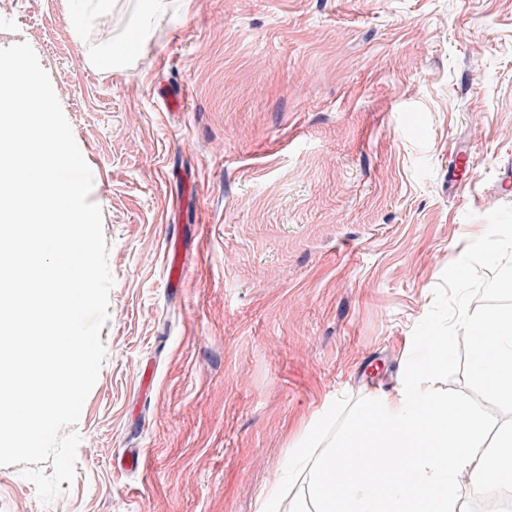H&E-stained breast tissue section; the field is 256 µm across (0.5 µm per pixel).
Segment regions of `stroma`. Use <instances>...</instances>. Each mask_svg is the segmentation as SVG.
Returning a JSON list of instances; mask_svg holds the SVG:
<instances>
[{"label":"stroma","mask_w":512,"mask_h":512,"mask_svg":"<svg viewBox=\"0 0 512 512\" xmlns=\"http://www.w3.org/2000/svg\"><path fill=\"white\" fill-rule=\"evenodd\" d=\"M75 2L0 0V47L32 46L92 171L105 360L72 483L45 505L0 466V512H258L512 205V0H177L120 73L90 55L129 14L77 39Z\"/></svg>","instance_id":"stroma-1"}]
</instances>
